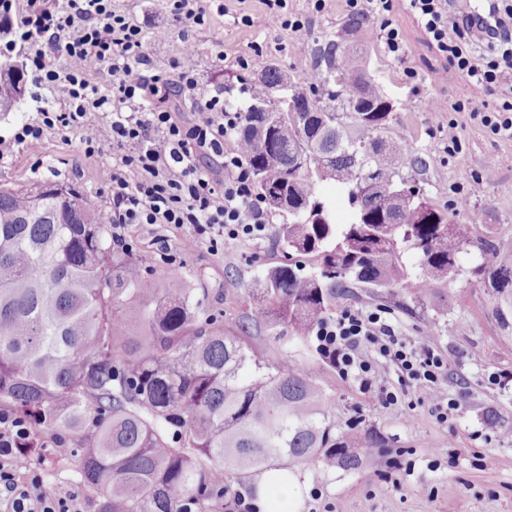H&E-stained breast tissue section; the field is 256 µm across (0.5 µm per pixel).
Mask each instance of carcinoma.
Segmentation results:
<instances>
[{
	"label": "carcinoma",
	"instance_id": "carcinoma-1",
	"mask_svg": "<svg viewBox=\"0 0 512 512\" xmlns=\"http://www.w3.org/2000/svg\"><path fill=\"white\" fill-rule=\"evenodd\" d=\"M365 24L350 21L318 49L308 91L276 67L250 85L237 146L260 199L286 215L282 248L320 273L267 268L234 330L118 255L75 187L0 188V412L28 422L32 448L52 431L73 434L97 512H208L240 495L233 479L318 464L356 470L381 447L356 426L336 432L310 373L291 359L268 365L245 341L252 323L277 341L301 340L346 288H409L420 302L470 255L489 314L512 339V254L495 225L478 233L457 222L400 174L407 148L387 133L389 99L349 44ZM286 88L292 101L311 93L310 108L279 107L272 93ZM23 92L0 79V112ZM324 181L339 190L346 221L317 190Z\"/></svg>",
	"mask_w": 512,
	"mask_h": 512
}]
</instances>
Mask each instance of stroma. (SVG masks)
<instances>
[{
	"label": "stroma",
	"instance_id": "stroma-1",
	"mask_svg": "<svg viewBox=\"0 0 512 512\" xmlns=\"http://www.w3.org/2000/svg\"><path fill=\"white\" fill-rule=\"evenodd\" d=\"M389 15L406 48L403 59L387 53L378 24L369 21L357 39L364 64L394 106L391 134L401 137L417 158L401 171L440 209L464 224L495 225L500 246L512 251V140L491 133L480 119L453 111L470 93L468 78L432 43L407 8L392 0ZM142 27L148 39L147 74L168 77L185 41L197 48L196 73L201 88L224 89L238 107L249 104L247 88L270 66L292 82H301L316 63V51L335 37L352 14L345 0H288V16L300 30H266L246 25L245 17L266 13V0H212L204 25L187 37L155 39V31L172 26L168 0H114ZM33 86L14 112L0 114V186L46 181L73 185L101 212L112 206V158H84L77 133L52 131L38 151L10 145L15 124L31 117L38 104ZM456 126L457 150L448 148V128ZM129 235L160 288H182L202 299L207 310L224 314L234 326L250 307L247 290L284 254L273 233L253 240H228L220 253L199 245L188 253L179 246L186 232L157 224H135ZM473 260L462 257L453 280L436 282L426 305L411 307L409 292L373 295L351 288L336 301L337 312H378L397 329L407 345L431 348L444 369L436 400H457L460 412L439 422L416 383L389 361L379 360L371 388H363L325 361L316 338L275 341L271 331L255 325L251 341L275 365L285 356L303 366L330 402L337 430L353 422L378 437L380 452L353 472L313 466L297 473L300 493L295 512H512V439H502L485 423L487 411L512 425V340L504 338L488 314L489 301L470 273ZM397 400L382 403L381 391ZM32 458L45 482L64 492L80 493L85 512H95L93 494L80 484L77 450L70 433L47 441Z\"/></svg>",
	"mask_w": 512,
	"mask_h": 512
}]
</instances>
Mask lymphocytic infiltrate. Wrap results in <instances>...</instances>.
Segmentation results:
<instances>
[{
  "mask_svg": "<svg viewBox=\"0 0 512 512\" xmlns=\"http://www.w3.org/2000/svg\"><path fill=\"white\" fill-rule=\"evenodd\" d=\"M26 5L17 25L19 38L27 45L31 81L46 99L36 118L15 126L11 142L33 150L48 131L72 130L85 157L111 152L112 210L107 220L118 248L133 250L127 230L135 224L189 229L181 243L185 250L205 241L215 248L227 239L265 235L269 214L258 202L250 167L232 147L244 113L225 101L223 90L200 94L193 43L185 44L172 78L145 77L137 73L147 62L142 29L114 10L112 0H61L51 10L44 0H26ZM347 5L352 12L378 19L387 52L403 57V41L389 19L392 0H347ZM408 7L470 79V95L466 103L455 104V111L480 115L494 134L512 140L511 100L495 114L480 113L501 68L512 69V9L491 4L493 23L486 28L473 15L453 13L449 0H408ZM462 28L481 30V51L449 38V31ZM45 39L65 57V67L47 61L41 48ZM95 65L112 72L110 93H100L89 80ZM173 96L198 112L194 123L185 124L165 108ZM318 334L322 348L361 387L369 386L375 360L381 357L416 380L428 397H435L442 358L407 346L380 314L346 311ZM29 437L23 419L0 414V512H83L77 493L45 483L26 446Z\"/></svg>",
  "mask_w": 512,
  "mask_h": 512,
  "instance_id": "obj_1",
  "label": "lymphocytic infiltrate"
}]
</instances>
